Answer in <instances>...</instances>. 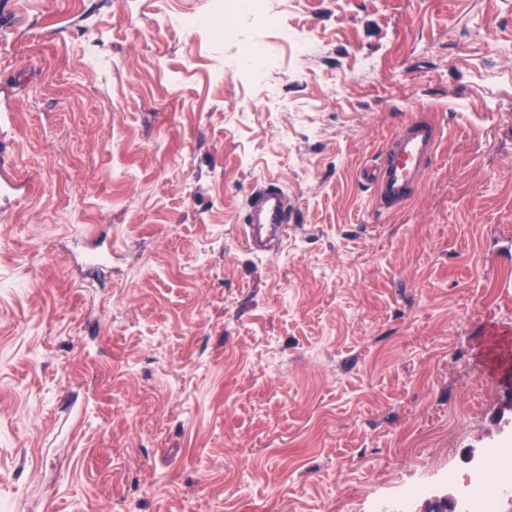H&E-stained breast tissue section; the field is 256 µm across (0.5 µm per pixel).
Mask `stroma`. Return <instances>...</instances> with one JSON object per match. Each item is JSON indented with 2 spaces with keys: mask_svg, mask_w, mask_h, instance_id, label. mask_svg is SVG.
<instances>
[{
  "mask_svg": "<svg viewBox=\"0 0 512 512\" xmlns=\"http://www.w3.org/2000/svg\"><path fill=\"white\" fill-rule=\"evenodd\" d=\"M4 4L7 512H424L512 443V0H270L232 45L211 0ZM416 113L436 160L377 215L358 172ZM266 181L270 255L241 236ZM13 149L4 145L0 146V204L9 206L23 198L25 192L14 177ZM288 203L285 193L276 183L257 185L253 192L242 237L246 247L254 252H261L262 231L284 238L292 225L288 224Z\"/></svg>",
  "mask_w": 512,
  "mask_h": 512,
  "instance_id": "35a3bbf8",
  "label": "stroma"
}]
</instances>
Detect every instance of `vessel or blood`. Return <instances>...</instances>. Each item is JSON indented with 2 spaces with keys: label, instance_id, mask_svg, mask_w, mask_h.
I'll return each mask as SVG.
<instances>
[{
  "label": "vessel or blood",
  "instance_id": "vessel-or-blood-1",
  "mask_svg": "<svg viewBox=\"0 0 512 512\" xmlns=\"http://www.w3.org/2000/svg\"><path fill=\"white\" fill-rule=\"evenodd\" d=\"M439 139V127L427 116L414 115L401 126L375 162L360 173L371 190L375 211H395L413 200L436 155ZM23 196L22 187L14 177L13 150L1 145L0 204L11 205ZM288 230L284 192L274 183L257 185L242 227L245 246L260 251L263 234L284 238Z\"/></svg>",
  "mask_w": 512,
  "mask_h": 512
}]
</instances>
